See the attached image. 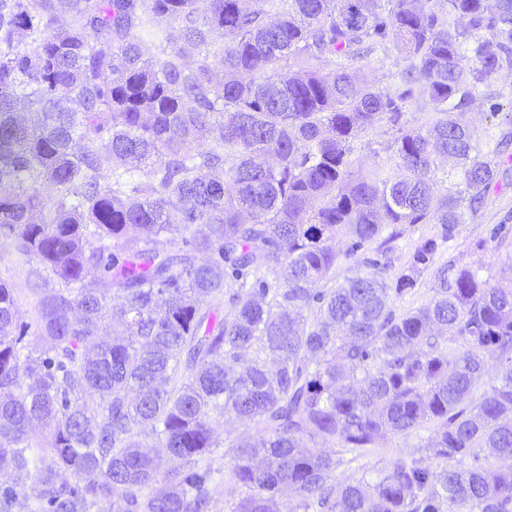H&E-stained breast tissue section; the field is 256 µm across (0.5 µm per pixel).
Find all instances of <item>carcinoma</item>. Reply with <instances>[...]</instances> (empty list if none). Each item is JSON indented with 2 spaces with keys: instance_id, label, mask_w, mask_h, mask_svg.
Wrapping results in <instances>:
<instances>
[{
  "instance_id": "1",
  "label": "carcinoma",
  "mask_w": 512,
  "mask_h": 512,
  "mask_svg": "<svg viewBox=\"0 0 512 512\" xmlns=\"http://www.w3.org/2000/svg\"><path fill=\"white\" fill-rule=\"evenodd\" d=\"M392 48L382 88L363 71ZM504 68L512 0H0V240L50 289L35 353L0 283V512H212L219 473L231 512H282L284 488L303 512H512V465L480 456L512 460V264L432 268L512 162L467 119ZM417 99L432 116L399 126ZM385 122L369 165L354 142ZM414 224L438 235L397 273L378 249L329 285L341 239ZM427 424L440 470L332 481L333 446ZM397 127L382 125L377 131L360 138L355 142L357 152L365 156L369 164H387V160L393 155V141L397 136ZM392 145V148H389ZM431 277L428 273H424L420 279L421 285L412 292V294H408L402 300H398L395 303V307L399 312L404 309L416 308L423 304H425L431 297L432 290L431 286Z\"/></svg>"
}]
</instances>
